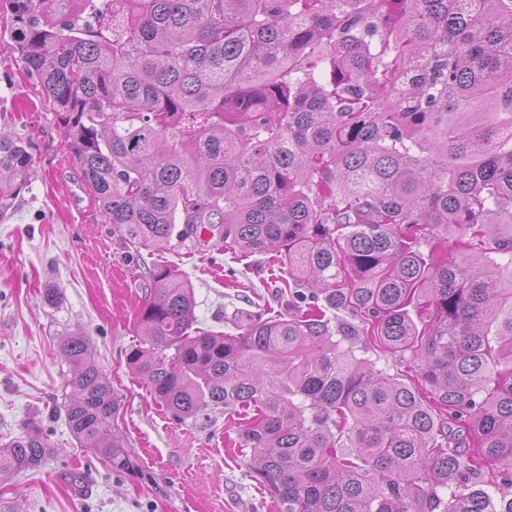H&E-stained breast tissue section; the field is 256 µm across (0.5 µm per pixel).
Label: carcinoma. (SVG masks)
Instances as JSON below:
<instances>
[{
  "mask_svg": "<svg viewBox=\"0 0 512 512\" xmlns=\"http://www.w3.org/2000/svg\"><path fill=\"white\" fill-rule=\"evenodd\" d=\"M9 49L132 245L220 229L283 310L194 329L158 265L128 366L178 423L239 421L278 512H512V0H5ZM33 175L0 135V199ZM182 225L176 229V225ZM347 313L353 321L342 317ZM367 336L412 389L356 355ZM69 429L136 465L85 338ZM53 452L34 422L0 475Z\"/></svg>",
  "mask_w": 512,
  "mask_h": 512,
  "instance_id": "1",
  "label": "carcinoma"
}]
</instances>
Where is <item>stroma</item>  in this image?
Here are the masks:
<instances>
[{
  "instance_id": "1",
  "label": "stroma",
  "mask_w": 512,
  "mask_h": 512,
  "mask_svg": "<svg viewBox=\"0 0 512 512\" xmlns=\"http://www.w3.org/2000/svg\"><path fill=\"white\" fill-rule=\"evenodd\" d=\"M0 16V132L20 139L35 174L0 203V441L40 422L54 449L40 470L0 478V512H276L236 444L235 420L170 419L129 370L125 351L153 265L172 264L194 287L200 328L278 304L262 257L239 260L208 239L134 248L107 224L64 144L63 121L22 74ZM60 302L45 304V289ZM84 335L120 403L114 427L137 465L113 474L71 434L74 391L63 341Z\"/></svg>"
}]
</instances>
